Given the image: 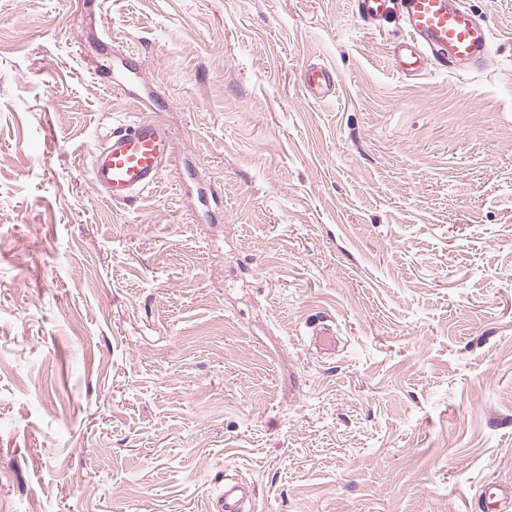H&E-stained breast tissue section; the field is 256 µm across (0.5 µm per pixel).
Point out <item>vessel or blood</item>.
I'll use <instances>...</instances> for the list:
<instances>
[{"label": "vessel or blood", "instance_id": "b4317fda", "mask_svg": "<svg viewBox=\"0 0 512 512\" xmlns=\"http://www.w3.org/2000/svg\"><path fill=\"white\" fill-rule=\"evenodd\" d=\"M405 35L393 55L398 74L415 75L434 65L453 70L482 68L493 33L461 0H400ZM336 82L332 70L312 64L302 73L309 99L321 101ZM179 156L169 128L143 117L113 123L90 154L91 179L99 193L115 204H128L138 193L156 185L163 169L177 165ZM253 493L250 483H225L215 512H243Z\"/></svg>", "mask_w": 512, "mask_h": 512}]
</instances>
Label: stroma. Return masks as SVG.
Wrapping results in <instances>:
<instances>
[{"instance_id":"stroma-1","label":"stroma","mask_w":512,"mask_h":512,"mask_svg":"<svg viewBox=\"0 0 512 512\" xmlns=\"http://www.w3.org/2000/svg\"><path fill=\"white\" fill-rule=\"evenodd\" d=\"M466 3L487 66L405 77L396 2L0 0V512L512 491V0ZM146 115L180 162L112 204L90 152ZM336 82L335 73L316 64L309 65L302 72V85L309 99L323 101ZM253 493L250 483L237 480L234 483L224 482V489L214 501L215 512H242V503Z\"/></svg>"}]
</instances>
